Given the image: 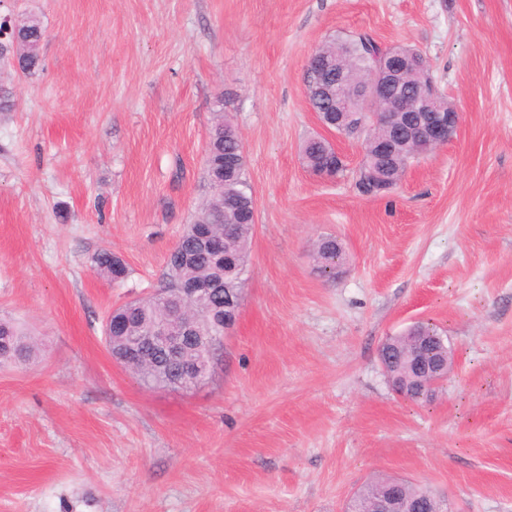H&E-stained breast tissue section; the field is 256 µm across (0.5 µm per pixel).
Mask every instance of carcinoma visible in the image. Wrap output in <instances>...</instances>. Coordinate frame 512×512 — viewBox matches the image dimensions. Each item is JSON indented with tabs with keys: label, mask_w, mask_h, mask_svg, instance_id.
Returning <instances> with one entry per match:
<instances>
[{
	"label": "carcinoma",
	"mask_w": 512,
	"mask_h": 512,
	"mask_svg": "<svg viewBox=\"0 0 512 512\" xmlns=\"http://www.w3.org/2000/svg\"><path fill=\"white\" fill-rule=\"evenodd\" d=\"M23 26L22 40L17 46L21 53L15 58L21 70L31 71L40 66L37 48L44 31L36 19L24 22ZM375 48L376 42L372 37L360 34L337 44L327 42L317 52L328 61H334L338 56L347 59L357 69V75L362 76ZM372 135L376 140L392 136L400 139L401 154L389 161L375 163L386 182L401 177L406 159L402 151L417 154L431 151L422 142L405 146V132L378 126L372 129ZM237 147L238 143L225 131L224 113H214L205 148V199L167 257L162 276V294L143 299L129 310L116 309V316L125 318L126 335L138 336L150 325L175 320L176 298L171 291L175 280H205L218 290L210 301L194 307L188 314L190 319L199 323L200 331L205 336L217 333V321L223 313L225 298L242 292L246 259L255 227L251 222L253 190L246 167L234 172L237 195L226 194L222 190L224 155L234 152ZM303 159L307 167L316 173L325 166V148L311 138L304 144ZM315 259L321 273L336 275V269L343 260L342 245L333 237L320 239L316 245ZM92 262L101 274L114 281L127 277L128 270L123 260L107 248L98 250ZM24 336L17 323L0 319L1 362H24L30 358L31 347ZM380 358L395 391L409 400L422 403L434 396L436 389L430 387V381L442 377L445 364L452 359V352L447 337L436 327L419 323L398 336L388 337L382 346ZM133 369L144 383L164 387L165 379L172 376L176 367L163 366L158 362V356L148 353L133 365ZM383 492L401 500L419 498L423 502V512H444V504L431 491L407 480L377 477L365 483L363 488L366 495Z\"/></svg>",
	"instance_id": "cac0c4a2"
}]
</instances>
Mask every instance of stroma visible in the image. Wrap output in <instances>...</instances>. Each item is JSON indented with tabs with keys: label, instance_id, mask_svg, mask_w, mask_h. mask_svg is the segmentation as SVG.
<instances>
[{
	"label": "stroma",
	"instance_id": "obj_1",
	"mask_svg": "<svg viewBox=\"0 0 512 512\" xmlns=\"http://www.w3.org/2000/svg\"><path fill=\"white\" fill-rule=\"evenodd\" d=\"M41 64L0 66V317L35 343L0 366V512H343L378 474L448 512H512V0H5ZM360 34L418 51L461 113L386 195L361 150L320 181L304 141L312 52ZM257 207L239 317L211 376L144 385L113 360V308L148 297L202 202L214 112ZM332 236L346 260L316 269ZM107 247L129 274L101 275ZM448 338L433 400L379 347ZM22 26H24L22 40L16 48L22 50V53L11 56L16 58L18 67L22 71H31L40 66L41 60L37 48L44 36V31L36 19L25 21ZM414 350L418 351L434 369L418 372L414 365ZM380 358L395 391L414 402H427L437 387L429 386L431 380L442 377L448 370V359L453 361L448 340L439 330L425 323H418L398 336H390L382 346Z\"/></svg>",
	"mask_w": 512,
	"mask_h": 512
}]
</instances>
